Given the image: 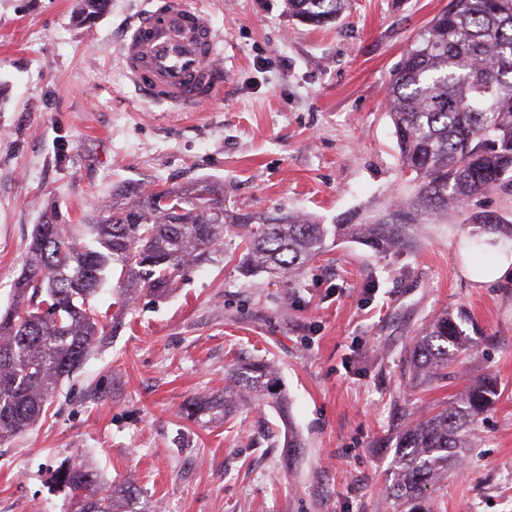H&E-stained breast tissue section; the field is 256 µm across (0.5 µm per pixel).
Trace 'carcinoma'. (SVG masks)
<instances>
[{"label": "carcinoma", "instance_id": "cac0c4a2", "mask_svg": "<svg viewBox=\"0 0 512 512\" xmlns=\"http://www.w3.org/2000/svg\"><path fill=\"white\" fill-rule=\"evenodd\" d=\"M288 15L311 26L336 22L349 0H284ZM108 0H80L82 22L101 16ZM401 169L410 197H393L377 215L323 224L305 213L277 217L224 204V183L124 188L108 205L91 204L84 224H67L55 204L34 225L24 268L0 310V444L33 429L63 381L78 371L106 335L89 304L106 273L121 269L124 303L143 291L158 297L191 265L213 260L230 232L241 239L239 268L247 276L289 280L326 252L352 240L378 252L402 244L420 219L432 222L466 207L497 186L512 187V0H449L418 33L385 87ZM488 213L472 216L479 235L512 239V224ZM462 311L434 316L413 343L414 382L448 378L469 355L473 339ZM255 395L283 399L274 368L234 363L224 388V412ZM498 395L496 380L473 381L450 406L435 409L396 433L395 471L388 488L395 508L416 512L428 487L474 447L475 427ZM76 512H133L134 489L100 493L99 474L84 462L58 474Z\"/></svg>", "mask_w": 512, "mask_h": 512}]
</instances>
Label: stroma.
<instances>
[{
    "label": "stroma",
    "instance_id": "35a3bbf8",
    "mask_svg": "<svg viewBox=\"0 0 512 512\" xmlns=\"http://www.w3.org/2000/svg\"><path fill=\"white\" fill-rule=\"evenodd\" d=\"M209 12L224 39V88L198 112L139 96L119 43L147 0H110L81 23L77 0H0V308L47 204L78 224L114 188L212 177L224 202L332 223L404 190L385 85L413 36L448 0H350L340 23L291 20L283 0H177ZM512 221V188L474 197L452 220L416 225L378 253L338 242L290 281L243 277L234 236L182 272L165 299L118 308L119 271L93 304L121 314L116 336L0 445V512H67L53 475L78 459L113 486L133 483L166 512H394L384 490L394 435L490 375L498 402L464 468L429 487L426 512H512V282L476 287L489 264L462 231L471 214ZM466 310L480 333L447 380L410 382L425 322ZM269 363L285 408L252 398L227 417L186 419L224 401L227 370ZM301 439L288 448L289 433Z\"/></svg>",
    "mask_w": 512,
    "mask_h": 512
}]
</instances>
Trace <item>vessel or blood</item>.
<instances>
[{
  "label": "vessel or blood",
  "mask_w": 512,
  "mask_h": 512,
  "mask_svg": "<svg viewBox=\"0 0 512 512\" xmlns=\"http://www.w3.org/2000/svg\"><path fill=\"white\" fill-rule=\"evenodd\" d=\"M208 14L156 0L125 33L120 59L146 99L194 112L224 84V53Z\"/></svg>",
  "instance_id": "vessel-or-blood-1"
}]
</instances>
